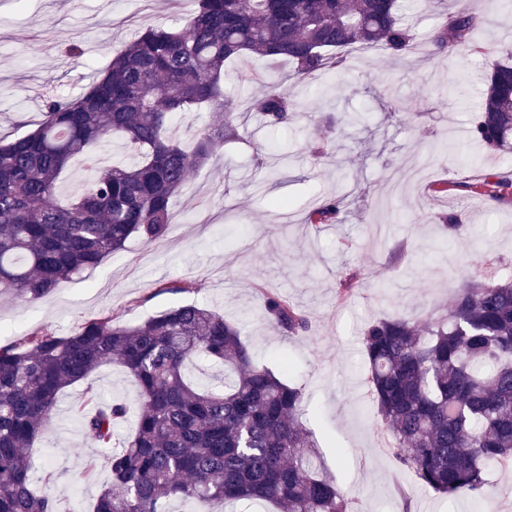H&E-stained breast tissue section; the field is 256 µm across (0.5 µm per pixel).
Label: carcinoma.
<instances>
[{"instance_id": "1", "label": "carcinoma", "mask_w": 512, "mask_h": 512, "mask_svg": "<svg viewBox=\"0 0 512 512\" xmlns=\"http://www.w3.org/2000/svg\"><path fill=\"white\" fill-rule=\"evenodd\" d=\"M479 23L466 4L423 38L404 0H197L185 29L151 27L135 37L82 94L46 102L29 133L0 142V294L37 302L97 267L137 235L166 236L172 201L189 173L237 136L236 107L224 94L231 58H284L294 87L339 70L356 45L400 59L417 41L434 53L471 52ZM252 108L267 127L293 120L288 87H270ZM209 110L195 141H181L173 117ZM472 142L512 153V48L493 67ZM119 139L132 161L101 168L59 206L60 174L90 147ZM512 183L485 180L474 192L505 195ZM343 201L325 196L303 223L342 221ZM440 222L454 237L453 212ZM267 318L295 335L309 328L288 297L265 294ZM367 383L400 462L441 496H487V466L512 461V278L467 282L446 317L421 328L406 318L374 321L362 333ZM205 360L224 381H195ZM112 361L140 387L134 435L112 446L126 417L119 402L77 409L86 436L110 449L111 481L94 512H170L181 499L205 512L214 501H265L278 512H354L323 473L313 434L299 418L301 389L256 364L237 328L195 303L136 325L103 313L60 336L50 328L0 345V512H71L67 499L36 493L26 448L49 425L61 392Z\"/></svg>"}]
</instances>
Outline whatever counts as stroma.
Returning <instances> with one entry per match:
<instances>
[{
	"mask_svg": "<svg viewBox=\"0 0 512 512\" xmlns=\"http://www.w3.org/2000/svg\"><path fill=\"white\" fill-rule=\"evenodd\" d=\"M0 0V140L33 130L48 94H80L136 33L149 26H187L195 0ZM503 0H470L482 19L460 62L420 54L410 67L382 50L351 51L343 77L323 72L299 90V116L272 131L251 107L253 96L282 82L289 66L234 61L229 81L239 139L193 170L172 205L167 236L152 245L128 239L89 275L61 283L30 304L0 295V343L48 327L70 334L82 321L112 312L135 324L184 303L223 313L241 330L256 363L302 388L304 424L313 432L325 471L354 512H512V463L486 471L488 497H443L427 491L390 448L364 382L361 334L372 321L403 315L425 324L447 308L462 280L512 275V196L470 192L483 180L512 182V154L463 138L477 115L484 81L512 45V8ZM78 53H71V46ZM343 80L337 97L322 85ZM415 121H407V113ZM359 116L343 123L345 114ZM332 142L311 159L312 141ZM453 152H446V143ZM448 183L447 195L437 194ZM345 195V220L313 230L283 223L272 210L287 201L302 213L316 197ZM452 210L470 232L449 237L438 221ZM355 290L338 302L341 276ZM194 280L192 293L162 291L158 282ZM288 295L308 316V331L287 335L271 324L263 292ZM139 389L108 363L64 389L50 427L28 450L37 490L65 495L72 512H91L109 483L105 449L84 434L76 414L91 397L124 401L132 412L120 437L135 429Z\"/></svg>",
	"mask_w": 512,
	"mask_h": 512,
	"instance_id": "stroma-1",
	"label": "stroma"
}]
</instances>
